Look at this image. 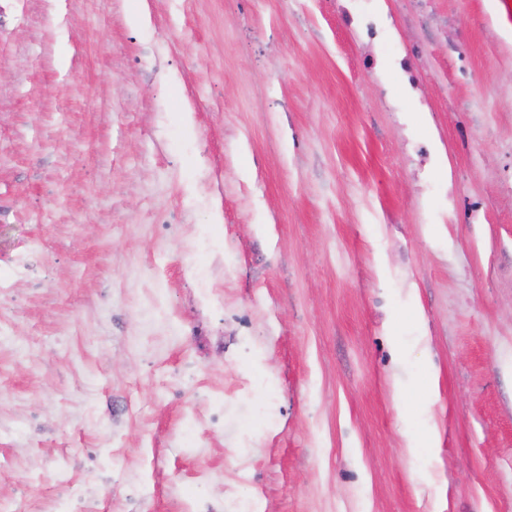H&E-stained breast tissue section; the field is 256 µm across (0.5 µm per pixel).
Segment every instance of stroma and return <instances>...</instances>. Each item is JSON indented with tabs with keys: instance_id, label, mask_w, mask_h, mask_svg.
Here are the masks:
<instances>
[{
	"instance_id": "35a3bbf8",
	"label": "stroma",
	"mask_w": 512,
	"mask_h": 512,
	"mask_svg": "<svg viewBox=\"0 0 512 512\" xmlns=\"http://www.w3.org/2000/svg\"><path fill=\"white\" fill-rule=\"evenodd\" d=\"M346 5L0 0V512H512V19ZM375 0H353L357 35L362 43L371 44L384 38L388 32L384 26Z\"/></svg>"
}]
</instances>
